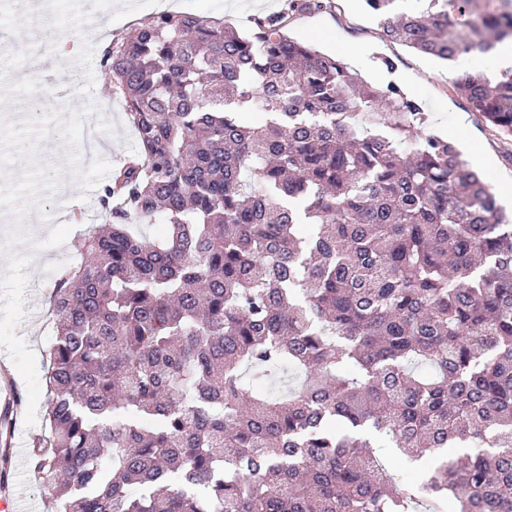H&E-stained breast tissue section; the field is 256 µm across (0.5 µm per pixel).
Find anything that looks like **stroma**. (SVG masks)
<instances>
[{
  "label": "stroma",
  "instance_id": "35a3bbf8",
  "mask_svg": "<svg viewBox=\"0 0 512 512\" xmlns=\"http://www.w3.org/2000/svg\"><path fill=\"white\" fill-rule=\"evenodd\" d=\"M324 2V7L291 13L287 0H97L91 6L86 0H0V28L10 32L0 42V120L16 126L23 123L31 106L28 88L38 80L47 89L43 108H59L62 118H69L86 101L95 105L77 144H68L59 131H51L35 140L34 154L9 168L8 179H17L33 165L42 168L58 182L45 198L51 224H73L64 201L97 195L113 169L131 159L136 149L125 104L113 94L99 64L91 66L90 96L81 94L85 76L73 64L74 51L93 34L104 43L125 39L140 23L164 11L222 18L241 31L250 29L254 17L284 16L291 37L345 59L351 69L374 82L399 85L418 100L434 132L454 142L478 140L493 153L499 169L512 172V136L492 131L456 93L453 82L458 66L434 63L428 56L383 39L378 18L362 0ZM358 44L370 48L360 61L347 53L348 47ZM385 58L393 62V69L382 66ZM81 239L76 231L63 244L44 249V260L26 290L25 320L33 329L28 346L37 362H44L52 334L49 296L56 279L73 266Z\"/></svg>",
  "mask_w": 512,
  "mask_h": 512
}]
</instances>
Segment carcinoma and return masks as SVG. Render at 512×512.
<instances>
[{"instance_id":"obj_1","label":"carcinoma","mask_w":512,"mask_h":512,"mask_svg":"<svg viewBox=\"0 0 512 512\" xmlns=\"http://www.w3.org/2000/svg\"><path fill=\"white\" fill-rule=\"evenodd\" d=\"M396 2L365 0L423 55L512 39L490 0ZM100 66L137 157L51 293L50 512H512V220L418 101L274 16L163 13ZM454 89L512 136V76ZM383 441L475 451L410 484Z\"/></svg>"}]
</instances>
